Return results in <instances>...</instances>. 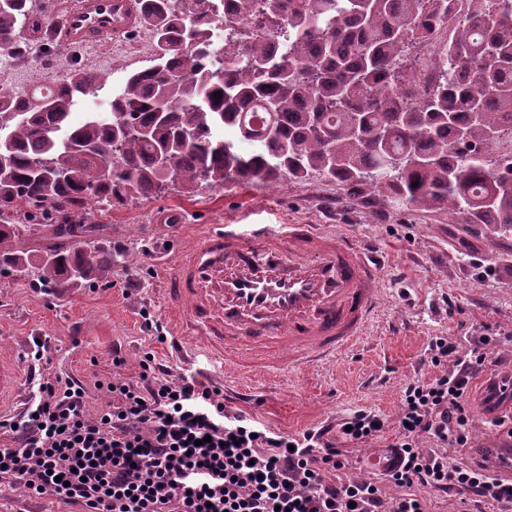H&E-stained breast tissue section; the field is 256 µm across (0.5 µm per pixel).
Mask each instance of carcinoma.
<instances>
[{
    "instance_id": "obj_1",
    "label": "carcinoma",
    "mask_w": 512,
    "mask_h": 512,
    "mask_svg": "<svg viewBox=\"0 0 512 512\" xmlns=\"http://www.w3.org/2000/svg\"><path fill=\"white\" fill-rule=\"evenodd\" d=\"M0 0V50L25 48L46 19ZM142 0L156 63L128 76L104 112L75 123L98 76L75 69L32 97L0 88V273L34 270L64 293L112 273V251L81 241L36 258L14 247L20 218L51 214L77 236L78 208L190 194L227 181L320 175L453 224L512 234V0ZM440 70L425 87L409 51ZM222 92L215 99L214 93ZM233 129L236 140L217 135Z\"/></svg>"
}]
</instances>
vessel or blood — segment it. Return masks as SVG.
I'll use <instances>...</instances> for the list:
<instances>
[{"mask_svg":"<svg viewBox=\"0 0 512 512\" xmlns=\"http://www.w3.org/2000/svg\"><path fill=\"white\" fill-rule=\"evenodd\" d=\"M139 0H77L44 36L55 46L97 48L137 33ZM379 268L347 238L315 224L211 225L176 264L168 294L175 322L225 368L313 367L353 348L378 309ZM20 373L0 358V396ZM494 474L512 478V439L480 451Z\"/></svg>","mask_w":512,"mask_h":512,"instance_id":"vessel-or-blood-1","label":"vessel or blood"}]
</instances>
